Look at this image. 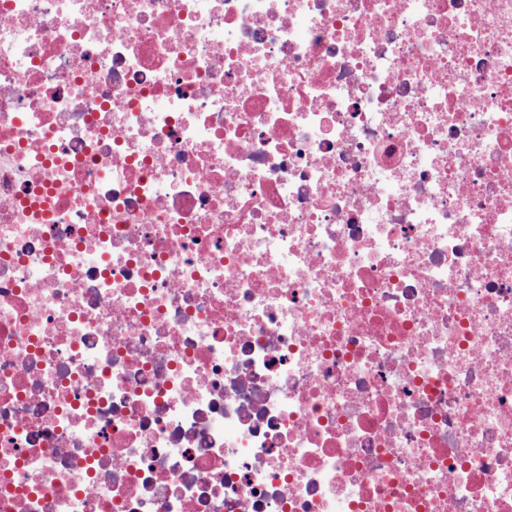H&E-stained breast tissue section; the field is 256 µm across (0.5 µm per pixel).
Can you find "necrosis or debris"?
<instances>
[{"label":"necrosis or debris","instance_id":"4bbe7bcc","mask_svg":"<svg viewBox=\"0 0 512 512\" xmlns=\"http://www.w3.org/2000/svg\"><path fill=\"white\" fill-rule=\"evenodd\" d=\"M0 512H512V0H0Z\"/></svg>","mask_w":512,"mask_h":512}]
</instances>
